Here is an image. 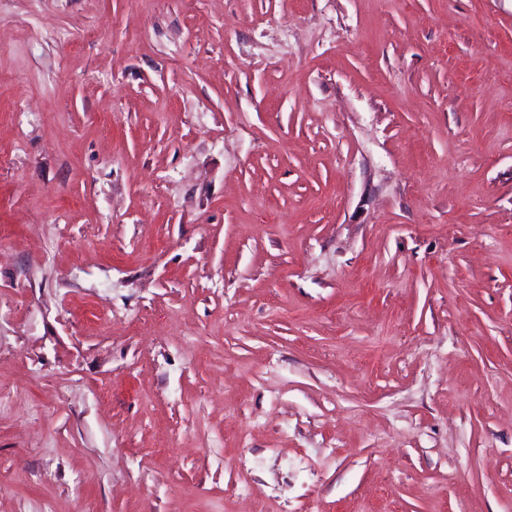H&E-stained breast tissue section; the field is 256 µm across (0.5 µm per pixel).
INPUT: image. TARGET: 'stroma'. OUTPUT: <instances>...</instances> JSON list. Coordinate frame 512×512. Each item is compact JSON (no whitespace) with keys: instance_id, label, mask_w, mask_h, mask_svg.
<instances>
[{"instance_id":"obj_1","label":"stroma","mask_w":512,"mask_h":512,"mask_svg":"<svg viewBox=\"0 0 512 512\" xmlns=\"http://www.w3.org/2000/svg\"><path fill=\"white\" fill-rule=\"evenodd\" d=\"M0 512H512V0H0Z\"/></svg>"}]
</instances>
